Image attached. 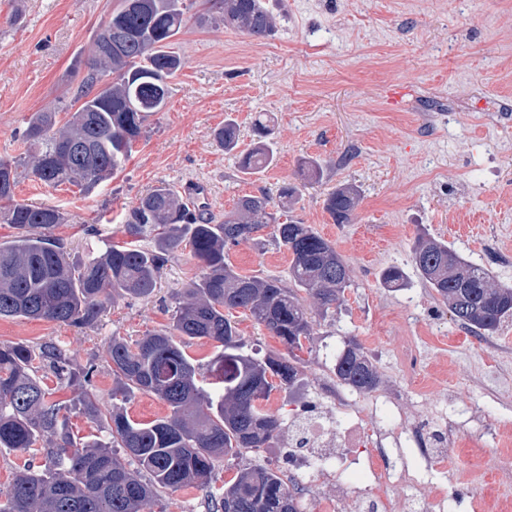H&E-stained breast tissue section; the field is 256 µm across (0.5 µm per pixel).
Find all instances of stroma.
<instances>
[{"label":"stroma","instance_id":"35a3bbf8","mask_svg":"<svg viewBox=\"0 0 512 512\" xmlns=\"http://www.w3.org/2000/svg\"><path fill=\"white\" fill-rule=\"evenodd\" d=\"M116 0H0V157L23 151L22 133L33 113L52 107L59 122L72 115L101 18ZM275 17L271 35L256 39L210 21L207 0H196L195 19L178 35L184 67L123 169L91 192L51 188L26 178L15 189L20 203L59 207L71 260L86 259L106 244L125 240L123 213L154 187L204 188L210 212L223 215L239 197L277 195L299 178L302 162L320 164V179L306 182L289 210L335 244L352 286L339 308L315 322L316 340L296 391L271 393L267 407L287 417L331 364L330 354L353 337L375 365L379 391L400 385L397 346L416 337L428 353L408 389L424 415L456 390L449 415L478 417L448 449L443 468L422 470V491L443 486L472 512L512 508V322L479 338L456 323L446 305L416 272L411 247L421 232L447 241L463 257L488 265L496 281L512 285V265L495 263L483 228L497 224L503 248L512 250V126L485 122L475 111H449L463 100L512 103V0H267ZM273 130L276 163L263 173L239 171L234 154L215 137L225 118L239 126L240 149L253 138L257 117ZM358 187L353 220L333 223L324 209L336 186ZM229 260L243 274L287 279L289 254L269 230L233 247ZM397 265L407 285L384 288L380 274ZM199 273L190 254L169 259L147 298H116L94 326L79 330L46 320H0V343L56 345L73 367H94L89 392L111 400L117 385L103 359L112 337L136 340L169 325L172 294ZM292 436L284 427L270 448L219 462L211 485L223 487L238 469L275 467Z\"/></svg>","mask_w":512,"mask_h":512}]
</instances>
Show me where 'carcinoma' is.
<instances>
[{
  "label": "carcinoma",
  "instance_id": "cac0c4a2",
  "mask_svg": "<svg viewBox=\"0 0 512 512\" xmlns=\"http://www.w3.org/2000/svg\"><path fill=\"white\" fill-rule=\"evenodd\" d=\"M211 19L242 34L263 38L274 29L264 0H210ZM186 0H127L102 21L93 42L88 72L71 119L56 126V112L34 113L23 132L24 155L0 158V222L16 235L0 242V319L48 320L80 329L94 326L118 296L148 297L160 269L187 248L200 268L195 280L175 294L169 326L128 341L114 337L105 359L120 387L113 394L139 391L159 398L169 409L142 422L116 405L100 406L89 393L78 410L102 438L78 444L70 415L50 398L39 376L50 370L72 383L91 380L94 367L77 375L65 351L45 345L36 351L21 344H0V448L27 451L39 439L46 449L42 469L28 467L0 492V512H149L168 491L189 486L210 490L215 464L254 448H269L282 422L263 407L272 390H291L300 382L305 344L313 341L306 301L321 316L342 305L351 286L335 245L310 225L280 221L300 192L285 182L278 199L266 193L243 195L218 220L196 204L192 193L161 184L124 215L130 241L109 245L75 265L63 240L47 231L63 223L55 206L13 201L26 175L47 186L70 184L86 190L112 178L143 137L151 116L169 96V79L184 65L171 50L187 22ZM253 147L240 153L238 167L258 174L276 162L270 127L256 119ZM217 139L224 149L238 146V127L224 121ZM359 200L355 186L329 192L324 209L336 224H348ZM273 227L272 238L291 256L288 281L243 275L228 251L253 240L252 233ZM145 237L156 248L140 245ZM412 262L422 279L448 306L454 321L478 337L491 336L512 321V287L497 284L491 271L458 254L448 242L419 236ZM387 288L404 286V273L391 266L381 274ZM240 311L277 337L287 354L258 358L245 344L229 314ZM221 347L215 364L219 377L200 384L199 365L185 351L192 339ZM339 384L358 393L375 391L380 377L357 341L348 337L332 367ZM136 463L131 469L113 449ZM222 512H301L295 495L277 471L243 468L218 494Z\"/></svg>",
  "mask_w": 512,
  "mask_h": 512
}]
</instances>
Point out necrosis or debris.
<instances>
[{
    "label": "necrosis or debris",
    "mask_w": 512,
    "mask_h": 512,
    "mask_svg": "<svg viewBox=\"0 0 512 512\" xmlns=\"http://www.w3.org/2000/svg\"><path fill=\"white\" fill-rule=\"evenodd\" d=\"M292 420L299 435L283 449L288 465L278 474L302 501L313 483L332 482L335 494L320 500L315 512H345L351 501L358 512H447L446 490L416 495L418 474L403 451L413 449L428 467L442 465L446 448L465 437L467 427L444 418L435 430L419 419L404 421L391 397L363 401L331 375L309 389ZM355 467L368 474L360 488L347 481Z\"/></svg>",
    "instance_id": "obj_1"
}]
</instances>
